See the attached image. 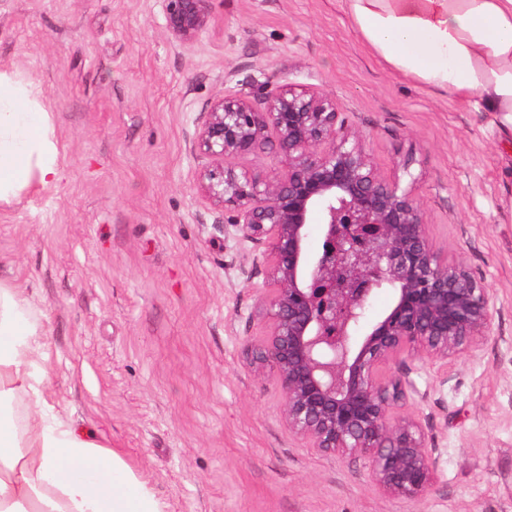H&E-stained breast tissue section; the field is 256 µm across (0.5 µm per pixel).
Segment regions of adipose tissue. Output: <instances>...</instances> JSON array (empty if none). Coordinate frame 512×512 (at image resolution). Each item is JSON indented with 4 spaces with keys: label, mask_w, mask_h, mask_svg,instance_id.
I'll use <instances>...</instances> for the list:
<instances>
[{
    "label": "adipose tissue",
    "mask_w": 512,
    "mask_h": 512,
    "mask_svg": "<svg viewBox=\"0 0 512 512\" xmlns=\"http://www.w3.org/2000/svg\"><path fill=\"white\" fill-rule=\"evenodd\" d=\"M356 32L392 70L494 113L512 134V0H344ZM48 115L0 73V202L58 180ZM44 314L0 283V512H163L123 460L54 413Z\"/></svg>",
    "instance_id": "1"
}]
</instances>
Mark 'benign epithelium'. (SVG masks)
<instances>
[{"mask_svg": "<svg viewBox=\"0 0 512 512\" xmlns=\"http://www.w3.org/2000/svg\"><path fill=\"white\" fill-rule=\"evenodd\" d=\"M170 39L190 44L211 24L206 0H163ZM366 135L336 99L258 80L216 98L191 152L204 196L228 214L216 225L259 251L264 293L254 363L276 381L288 431L339 459L363 457L384 494L416 501L436 484L439 455L420 422L391 410L418 393L406 359L448 362L492 335V296L431 242L413 187L383 176ZM275 143L280 169L259 178L229 163ZM322 219V249L307 252ZM392 305L353 343L373 291ZM401 363L389 379L381 370Z\"/></svg>", "mask_w": 512, "mask_h": 512, "instance_id": "benign-epithelium-1", "label": "benign epithelium"}]
</instances>
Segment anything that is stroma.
<instances>
[{
    "instance_id": "obj_1",
    "label": "stroma",
    "mask_w": 512,
    "mask_h": 512,
    "mask_svg": "<svg viewBox=\"0 0 512 512\" xmlns=\"http://www.w3.org/2000/svg\"><path fill=\"white\" fill-rule=\"evenodd\" d=\"M191 44L162 0H0V72L48 112L63 175L0 203V281L48 317L47 398L89 428L164 512H512V135L492 113L392 71L341 0H207ZM253 76L333 94L378 171L412 158L427 233L495 296L494 332L407 397L440 454L418 501L382 494L361 458L305 447L257 378L263 275L219 232L189 142Z\"/></svg>"
}]
</instances>
